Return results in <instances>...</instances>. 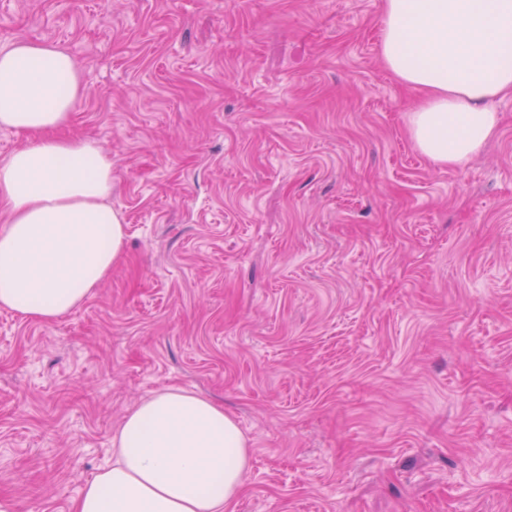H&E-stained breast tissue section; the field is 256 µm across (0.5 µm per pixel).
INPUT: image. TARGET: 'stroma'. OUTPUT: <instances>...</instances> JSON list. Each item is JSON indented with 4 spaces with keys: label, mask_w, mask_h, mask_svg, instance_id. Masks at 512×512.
I'll return each instance as SVG.
<instances>
[{
    "label": "stroma",
    "mask_w": 512,
    "mask_h": 512,
    "mask_svg": "<svg viewBox=\"0 0 512 512\" xmlns=\"http://www.w3.org/2000/svg\"><path fill=\"white\" fill-rule=\"evenodd\" d=\"M382 0H0L78 62L111 276L0 308V512H74L176 388L250 443L231 512H512V96L461 167L414 147Z\"/></svg>",
    "instance_id": "35a3bbf8"
}]
</instances>
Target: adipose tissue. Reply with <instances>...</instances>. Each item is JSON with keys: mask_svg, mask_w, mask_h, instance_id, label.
<instances>
[{"mask_svg": "<svg viewBox=\"0 0 512 512\" xmlns=\"http://www.w3.org/2000/svg\"><path fill=\"white\" fill-rule=\"evenodd\" d=\"M379 52L421 92L407 126L437 165L462 166L499 129L512 95V0H383ZM76 61L48 43L0 50V128L30 142L0 161V307L50 323L73 313L111 274L126 244L113 211L112 157L59 137L81 98ZM114 457L74 512H228L249 468V444L223 407L165 389L131 410Z\"/></svg>", "mask_w": 512, "mask_h": 512, "instance_id": "adipose-tissue-1", "label": "adipose tissue"}]
</instances>
